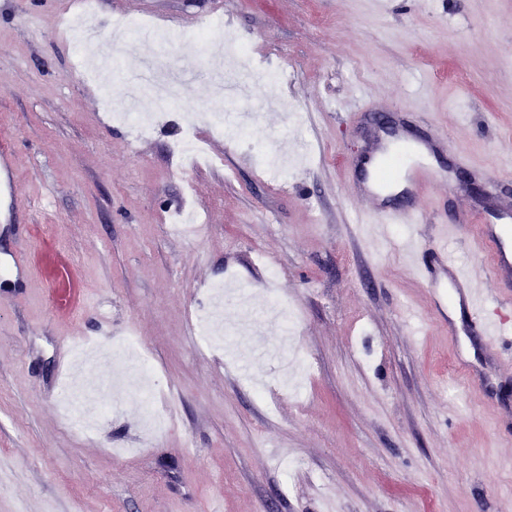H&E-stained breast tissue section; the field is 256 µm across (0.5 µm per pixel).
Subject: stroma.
<instances>
[{"label": "stroma", "instance_id": "stroma-1", "mask_svg": "<svg viewBox=\"0 0 512 512\" xmlns=\"http://www.w3.org/2000/svg\"><path fill=\"white\" fill-rule=\"evenodd\" d=\"M102 32L144 19L181 34L176 114L134 137L115 120L116 69L73 67V0H0V138L21 158L20 221L0 223V512H502L512 501V334L498 346L439 328L401 243L486 260L475 230L443 238L460 204L512 202V0H90ZM257 67L285 72L219 99L198 47L213 17ZM251 113L245 138L210 113ZM388 114L434 168L475 190H426L421 224L366 234L352 175ZM209 157L179 172L185 122ZM287 160L272 175L257 152ZM252 293L229 347L199 342L212 285ZM293 308L279 336L270 298ZM135 338L167 428L136 389L92 431L60 409L57 353ZM471 370L463 375L457 361ZM300 376V392L286 377Z\"/></svg>", "mask_w": 512, "mask_h": 512}]
</instances>
